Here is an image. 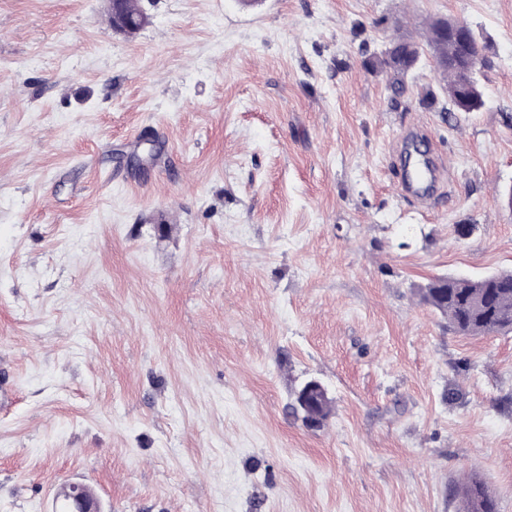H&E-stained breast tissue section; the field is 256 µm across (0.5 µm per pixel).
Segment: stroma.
<instances>
[{"label":"stroma","instance_id":"35a3bbf8","mask_svg":"<svg viewBox=\"0 0 512 512\" xmlns=\"http://www.w3.org/2000/svg\"><path fill=\"white\" fill-rule=\"evenodd\" d=\"M142 7L126 34L109 0H0V512L71 483L103 512H455L472 473L512 512V334L416 296L512 268V0ZM438 17L490 61L477 111L430 58L398 98L371 67ZM418 126L449 207L399 191Z\"/></svg>","mask_w":512,"mask_h":512}]
</instances>
